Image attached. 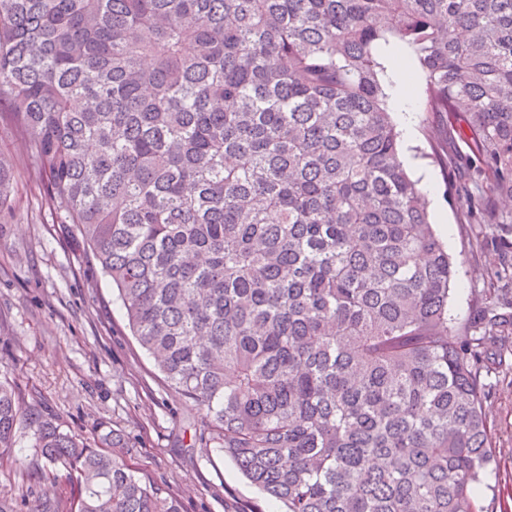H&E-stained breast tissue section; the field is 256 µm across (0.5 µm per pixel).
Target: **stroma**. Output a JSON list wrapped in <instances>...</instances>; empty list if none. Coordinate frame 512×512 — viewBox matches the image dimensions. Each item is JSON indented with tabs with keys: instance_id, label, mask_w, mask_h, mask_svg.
I'll return each instance as SVG.
<instances>
[{
	"instance_id": "obj_1",
	"label": "stroma",
	"mask_w": 512,
	"mask_h": 512,
	"mask_svg": "<svg viewBox=\"0 0 512 512\" xmlns=\"http://www.w3.org/2000/svg\"><path fill=\"white\" fill-rule=\"evenodd\" d=\"M411 121L409 172L425 180L434 228L458 265L448 313L462 325L494 285L488 268L512 260V226L470 223L465 209L447 203V188L470 180L467 148L460 137L448 140L444 150L458 164L445 170L431 159L426 139L444 116L425 111L417 93ZM0 154L11 159L16 176L14 207L0 216V361L13 366L25 403L37 404L80 438L122 431L130 465L177 496L182 512H277L223 452L195 444L198 423L191 411L166 389L130 336L111 284L66 238L24 142L1 124ZM478 236L480 252L472 248ZM494 286L502 294L512 291L511 280ZM487 347L492 389L485 409L494 453L476 501L482 512H512V335L491 338ZM42 495L66 503L74 490L42 478L32 438L19 432L10 456L0 459V497L18 502Z\"/></svg>"
}]
</instances>
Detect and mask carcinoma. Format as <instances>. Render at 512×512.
<instances>
[{
  "label": "carcinoma",
  "mask_w": 512,
  "mask_h": 512,
  "mask_svg": "<svg viewBox=\"0 0 512 512\" xmlns=\"http://www.w3.org/2000/svg\"><path fill=\"white\" fill-rule=\"evenodd\" d=\"M465 128L473 224L512 212V0H0V97L49 204L167 388L279 512H481L485 344L512 297L448 318L457 265L407 172L382 47ZM15 174L0 156V213ZM64 509L181 512L117 448L22 407Z\"/></svg>",
  "instance_id": "carcinoma-1"
}]
</instances>
